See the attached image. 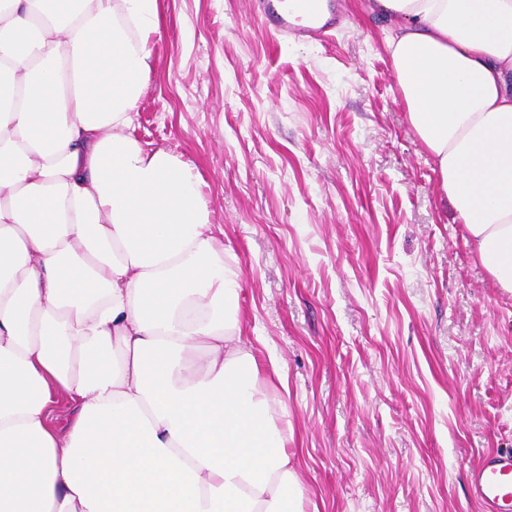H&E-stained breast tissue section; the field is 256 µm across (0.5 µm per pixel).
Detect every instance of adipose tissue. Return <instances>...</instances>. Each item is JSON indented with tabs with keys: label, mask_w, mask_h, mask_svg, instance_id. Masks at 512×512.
I'll return each mask as SVG.
<instances>
[{
	"label": "adipose tissue",
	"mask_w": 512,
	"mask_h": 512,
	"mask_svg": "<svg viewBox=\"0 0 512 512\" xmlns=\"http://www.w3.org/2000/svg\"><path fill=\"white\" fill-rule=\"evenodd\" d=\"M368 9L512 292V0ZM158 26V0H0V512H305L200 174L131 134Z\"/></svg>",
	"instance_id": "adipose-tissue-1"
}]
</instances>
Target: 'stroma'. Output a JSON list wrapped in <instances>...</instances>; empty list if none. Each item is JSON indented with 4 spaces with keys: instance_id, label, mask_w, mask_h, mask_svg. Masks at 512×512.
<instances>
[{
    "instance_id": "obj_1",
    "label": "stroma",
    "mask_w": 512,
    "mask_h": 512,
    "mask_svg": "<svg viewBox=\"0 0 512 512\" xmlns=\"http://www.w3.org/2000/svg\"><path fill=\"white\" fill-rule=\"evenodd\" d=\"M257 10L159 0L132 134L201 175L306 512H481L470 470L512 451V293L440 188L367 0H336L323 42Z\"/></svg>"
}]
</instances>
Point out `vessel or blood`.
Listing matches in <instances>:
<instances>
[{"instance_id": "b4317fda", "label": "vessel or blood", "mask_w": 512, "mask_h": 512, "mask_svg": "<svg viewBox=\"0 0 512 512\" xmlns=\"http://www.w3.org/2000/svg\"><path fill=\"white\" fill-rule=\"evenodd\" d=\"M262 21L297 37L321 35L329 25L321 5L300 12L285 0H265ZM471 488L484 512H512V452L486 453L472 470Z\"/></svg>"}]
</instances>
